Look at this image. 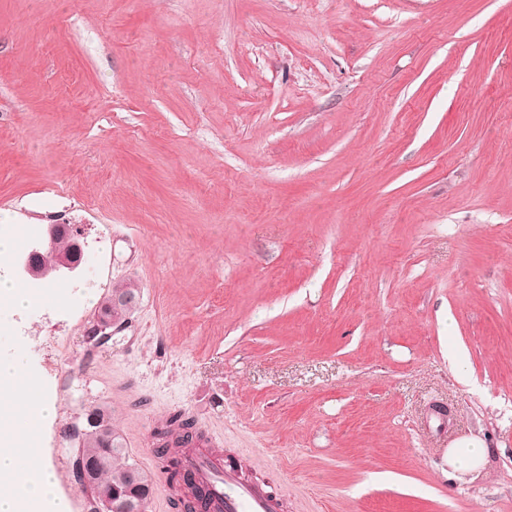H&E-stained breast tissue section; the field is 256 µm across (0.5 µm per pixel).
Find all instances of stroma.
<instances>
[{"mask_svg":"<svg viewBox=\"0 0 512 512\" xmlns=\"http://www.w3.org/2000/svg\"><path fill=\"white\" fill-rule=\"evenodd\" d=\"M4 213L84 243L0 316L71 512L98 406L149 512L176 411L288 512H512V0H0ZM127 288H135L137 289L136 293H141V289L136 283H127V285L122 286ZM114 290L113 295V305L116 306H125L129 309L133 307V300L135 299L134 293L128 292L127 288H118ZM112 306V314L107 309H103L100 311L98 316V321L96 322L95 328L91 332V336H88V339H93L95 336H103L107 337L111 335L112 331L107 332V330L112 329V326L117 324V321L112 319V317H116L119 320L123 319L126 315L130 314L132 311H128L124 307H116ZM454 448L448 459L454 471L471 470L485 455L484 444L475 439L464 440Z\"/></svg>","mask_w":512,"mask_h":512,"instance_id":"obj_1","label":"stroma"}]
</instances>
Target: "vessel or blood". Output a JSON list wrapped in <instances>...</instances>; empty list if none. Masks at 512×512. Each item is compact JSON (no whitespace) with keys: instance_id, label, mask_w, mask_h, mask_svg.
I'll use <instances>...</instances> for the list:
<instances>
[{"instance_id":"obj_1","label":"vessel or blood","mask_w":512,"mask_h":512,"mask_svg":"<svg viewBox=\"0 0 512 512\" xmlns=\"http://www.w3.org/2000/svg\"><path fill=\"white\" fill-rule=\"evenodd\" d=\"M211 444V437L199 434L184 459L210 494V512H286L284 499L267 491L258 476L246 474L242 457L217 454L211 451Z\"/></svg>"}]
</instances>
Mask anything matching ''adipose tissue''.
<instances>
[{
	"instance_id": "adipose-tissue-1",
	"label": "adipose tissue",
	"mask_w": 512,
	"mask_h": 512,
	"mask_svg": "<svg viewBox=\"0 0 512 512\" xmlns=\"http://www.w3.org/2000/svg\"><path fill=\"white\" fill-rule=\"evenodd\" d=\"M21 403L33 418L45 419L55 413L54 405L37 382L24 372L19 359L0 358V404ZM23 429L16 423L0 425V478L9 488L0 492V512H66L67 506L57 491V480L50 466L28 449V470L18 466L19 451L12 443L21 439Z\"/></svg>"
}]
</instances>
